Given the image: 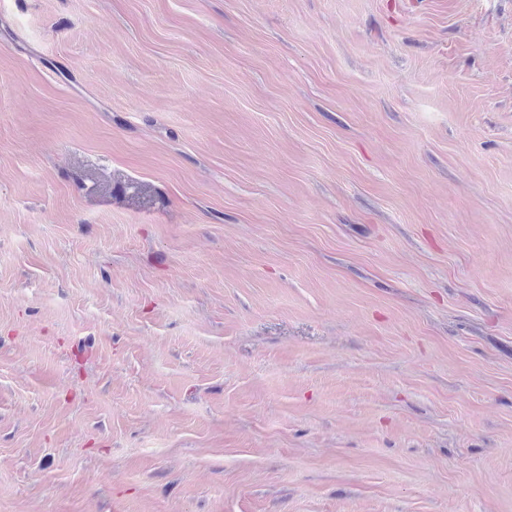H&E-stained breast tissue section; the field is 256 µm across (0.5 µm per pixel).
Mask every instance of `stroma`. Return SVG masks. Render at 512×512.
Instances as JSON below:
<instances>
[{"label": "stroma", "instance_id": "35a3bbf8", "mask_svg": "<svg viewBox=\"0 0 512 512\" xmlns=\"http://www.w3.org/2000/svg\"><path fill=\"white\" fill-rule=\"evenodd\" d=\"M0 512H512V0H0Z\"/></svg>", "mask_w": 512, "mask_h": 512}]
</instances>
